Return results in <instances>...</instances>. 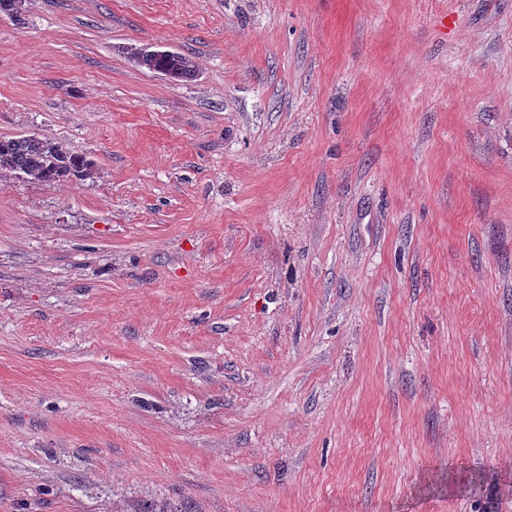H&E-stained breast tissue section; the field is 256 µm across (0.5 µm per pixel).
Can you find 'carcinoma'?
<instances>
[{
	"label": "carcinoma",
	"mask_w": 512,
	"mask_h": 512,
	"mask_svg": "<svg viewBox=\"0 0 512 512\" xmlns=\"http://www.w3.org/2000/svg\"><path fill=\"white\" fill-rule=\"evenodd\" d=\"M138 63L150 71H168L174 79L192 78L196 64L180 53L159 56L147 48L138 52ZM94 163L69 151L63 144L34 135L0 138V174H15L34 183H56L71 177L93 175Z\"/></svg>",
	"instance_id": "cac0c4a2"
}]
</instances>
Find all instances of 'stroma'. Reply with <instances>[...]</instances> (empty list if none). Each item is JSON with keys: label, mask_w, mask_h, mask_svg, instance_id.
<instances>
[{"label": "stroma", "mask_w": 512, "mask_h": 512, "mask_svg": "<svg viewBox=\"0 0 512 512\" xmlns=\"http://www.w3.org/2000/svg\"><path fill=\"white\" fill-rule=\"evenodd\" d=\"M20 135L0 512H512V0H29ZM138 63L150 71L172 72L175 80L192 78L196 73V64L192 57L180 53L159 56L149 48L141 49L138 52ZM93 162L47 137L0 138V174H15L34 183H56L93 175Z\"/></svg>", "instance_id": "1"}]
</instances>
